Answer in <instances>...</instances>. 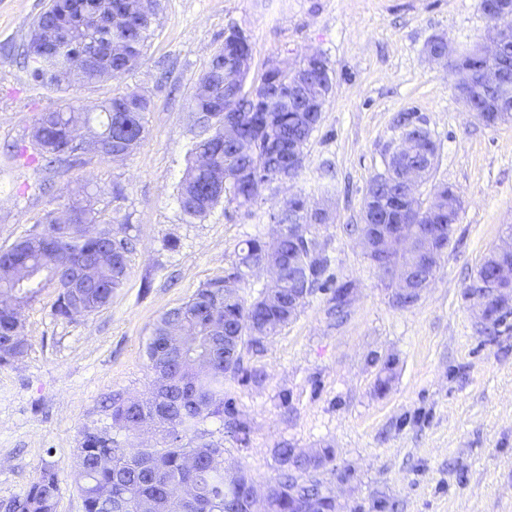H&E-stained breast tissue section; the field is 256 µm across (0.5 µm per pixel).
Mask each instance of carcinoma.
<instances>
[{
	"instance_id": "cac0c4a2",
	"label": "carcinoma",
	"mask_w": 512,
	"mask_h": 512,
	"mask_svg": "<svg viewBox=\"0 0 512 512\" xmlns=\"http://www.w3.org/2000/svg\"><path fill=\"white\" fill-rule=\"evenodd\" d=\"M159 8L160 0H49L35 19L24 47L28 80L39 88L61 86L72 75L71 64L82 53L88 38L123 46L127 51L125 71L133 70L141 63L154 34ZM80 10L89 16L98 12L108 16L110 29L99 30L89 22L83 26L73 24ZM57 27L70 28L71 37L67 43L53 47L48 39ZM239 52L250 53L252 46L239 42L236 29L231 28L197 83L191 112L199 128V141L192 154H204L208 161L204 166L193 162L179 186L182 220L188 224L204 219L223 201L239 210L257 204L263 190L277 182L288 168V156L283 153L288 138L307 146L321 121L320 112L308 120L291 109L265 111L263 98L285 89L287 70L278 71L277 80L263 91L245 88L244 74L239 86L224 87V80L216 73L229 67ZM506 58L512 59V49L499 57H481L475 66L485 75L498 73ZM79 77L89 83L110 79L112 64L101 59L82 67ZM330 89V66L324 57L311 92L323 104ZM149 109V99L137 92L115 95L100 106L101 132L97 137L103 151L99 157L119 160L112 153L119 135L109 120L111 115L125 111V133L139 141L145 132L143 114ZM90 115V108L72 100L39 113L31 143L13 146L14 158L33 162L49 172L82 163L85 149L74 141L73 131L88 122ZM231 115L242 118V132L255 147L252 183L238 178L243 157L224 142V117ZM429 142L426 138L413 145L405 158L407 165L423 167L426 182L436 163L421 153ZM397 178V170L387 168L368 185L363 204L376 196L385 199L388 206L379 214V224L395 223ZM295 218L305 226V233L291 240L280 234L271 243L246 241L237 261L224 275L204 283L187 302L166 311L154 323L145 349L151 373L147 394L141 398H106L102 409L111 418V427L85 428L80 432L73 479L80 490L84 512H114L112 502L116 497L122 502L121 512H186L178 495L182 485L193 490L199 512H246L253 486L251 478L240 467L225 466L224 443L211 439L202 425L219 418L232 433L247 436L248 424L227 396L225 381L244 384L257 378L258 372L244 365L243 352H261L264 342L291 321L286 283L274 297L262 292L247 302L240 296L239 290L247 281L246 269L266 258L292 257L303 288L302 297L294 305L296 310L314 289L323 288L328 282L325 273L329 259L317 242V232L325 220L317 221L305 213L298 215L294 205L286 201L271 214L277 224H291ZM40 224L41 229L0 248V346L6 337L22 334L21 309L32 303L42 289L56 287L67 270H77L89 288L82 291L78 303L68 293H58L55 315L65 319L88 316L106 306L128 277V258L133 248L127 233L129 225L116 218L98 224L88 206L79 200L48 210ZM496 265L497 255L491 250L469 286L490 285L501 294H512V285L495 283ZM352 289L351 281L336 287L332 297L336 312L348 307L344 298ZM489 312L494 317L487 321V330L512 328L508 323L512 311L499 315L492 304ZM394 365L391 358L383 362L375 384L378 393L388 390ZM142 428L152 429L156 440L131 459L117 434ZM277 460L275 491L265 505L266 512H302L303 505L312 499L326 512H336V497L322 479L334 460L332 448L325 446L311 454L280 448ZM61 483L59 468L46 462L25 493L5 507L8 512H55Z\"/></svg>"
}]
</instances>
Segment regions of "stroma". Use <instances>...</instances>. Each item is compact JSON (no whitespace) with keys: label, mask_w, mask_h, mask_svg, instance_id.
Listing matches in <instances>:
<instances>
[{"label":"stroma","mask_w":512,"mask_h":512,"mask_svg":"<svg viewBox=\"0 0 512 512\" xmlns=\"http://www.w3.org/2000/svg\"><path fill=\"white\" fill-rule=\"evenodd\" d=\"M47 0H0V49L18 46ZM491 22L477 0H161L144 60L116 79L47 90L0 52V247L35 230L43 212L79 188L100 220L128 224L135 240L128 280L109 305L68 321L54 314L57 292L42 289L23 312L28 351L0 366V503L22 495L53 462L65 478L55 512H84L70 476L82 429L109 426L103 397L145 393V345L155 320L223 275L245 240H270V215L288 193L328 206L318 240L331 284L351 281L344 319L330 291L310 296L297 316L245 353L258 372L226 390L250 431L246 440L212 418L204 428L225 448V464L256 483L277 475V451L331 446L323 475L341 512H512V330L480 333L464 288L512 225V123L484 126L452 90L447 63L426 49L437 36L460 52ZM252 43L249 81L273 62L299 65L322 52L332 89L289 187L271 184L250 211L216 206L202 221L182 219L178 188L198 130L191 100L229 28ZM137 90L149 97L145 136L123 161L86 158L47 176L19 163L9 145L26 140L36 115L72 98L90 107ZM406 112L420 116L438 146L436 169L419 188H457L454 242L431 288L408 308L346 228L362 221L371 179L385 168ZM125 198L113 201V185ZM176 248H169V241ZM396 360L389 389L375 382Z\"/></svg>","instance_id":"35a3bbf8"}]
</instances>
